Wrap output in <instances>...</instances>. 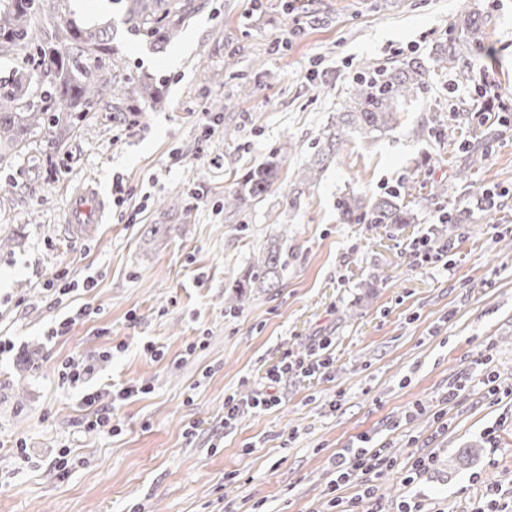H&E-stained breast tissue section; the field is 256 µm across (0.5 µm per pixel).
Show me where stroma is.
<instances>
[{"mask_svg": "<svg viewBox=\"0 0 512 512\" xmlns=\"http://www.w3.org/2000/svg\"><path fill=\"white\" fill-rule=\"evenodd\" d=\"M192 4L159 48L126 24L125 0H72L78 19L113 28L103 63L160 94L0 166L15 184L0 196V512H474L492 497L512 512V0ZM464 5L486 21L487 50L432 71L394 132L344 142L289 207L360 66L431 63ZM488 83L509 109L485 113L495 136L468 189L452 172ZM428 120L440 135L417 140ZM288 141L274 190L225 213L239 174ZM406 175L417 223L342 222L341 194ZM434 181L448 194L430 203ZM91 182L106 208L80 235L65 210ZM456 206L465 223H443ZM283 232L279 286L227 310L229 283ZM74 361L94 368L77 387L63 379ZM277 367L279 404L249 407ZM128 383L143 394L114 399ZM92 391L110 427L87 426ZM228 397L246 402L229 429ZM364 434L387 468L332 490L337 452Z\"/></svg>", "mask_w": 512, "mask_h": 512, "instance_id": "stroma-1", "label": "stroma"}]
</instances>
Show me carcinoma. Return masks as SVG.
Returning a JSON list of instances; mask_svg holds the SVG:
<instances>
[{"label":"carcinoma","instance_id":"obj_1","mask_svg":"<svg viewBox=\"0 0 512 512\" xmlns=\"http://www.w3.org/2000/svg\"><path fill=\"white\" fill-rule=\"evenodd\" d=\"M0 4V55H20L21 76L7 86L0 85V165L25 148L31 137L41 136L45 149L55 150L61 131L79 124L103 105L112 110L134 111L129 102L138 94L156 96L157 88L133 76L109 74L90 62L108 51L110 27L88 28L70 17L69 0H55L62 24L47 29L31 0H5ZM127 21L156 44L175 39L178 28L192 13V0H131ZM486 24L474 12L459 15L453 35L433 59L443 70L461 66L466 55L486 48ZM427 68L420 61L378 69L362 67L349 92V104L336 112V119L322 134L315 151L297 171L288 186V204L293 207L312 186L320 171L335 161L343 142L352 135L373 139L394 129L397 108L412 100L426 84ZM489 141L483 139L463 147V163L454 177L471 186L472 170L486 161ZM295 146L285 142L269 159L245 172L234 189L224 194V211L242 212L248 203L263 201L276 183L281 168ZM414 186L404 178L374 198L361 193L346 194L337 201L345 224H413L416 215L405 199ZM280 246L253 257L243 275L232 284L235 301L252 288H274L286 270Z\"/></svg>","mask_w":512,"mask_h":512}]
</instances>
